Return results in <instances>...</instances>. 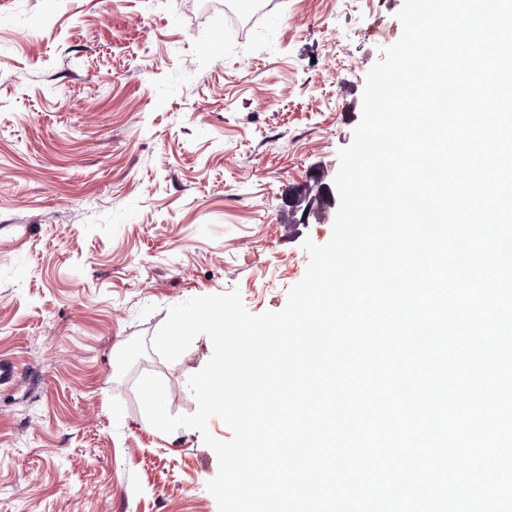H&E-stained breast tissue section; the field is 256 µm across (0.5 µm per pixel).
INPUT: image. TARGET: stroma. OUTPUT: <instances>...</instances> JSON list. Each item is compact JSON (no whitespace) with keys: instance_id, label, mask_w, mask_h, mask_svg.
I'll use <instances>...</instances> for the list:
<instances>
[{"instance_id":"stroma-1","label":"stroma","mask_w":512,"mask_h":512,"mask_svg":"<svg viewBox=\"0 0 512 512\" xmlns=\"http://www.w3.org/2000/svg\"><path fill=\"white\" fill-rule=\"evenodd\" d=\"M0 0V512H218L201 434H165L212 355L151 348L170 307L304 276L290 200L333 182L403 0Z\"/></svg>"}]
</instances>
